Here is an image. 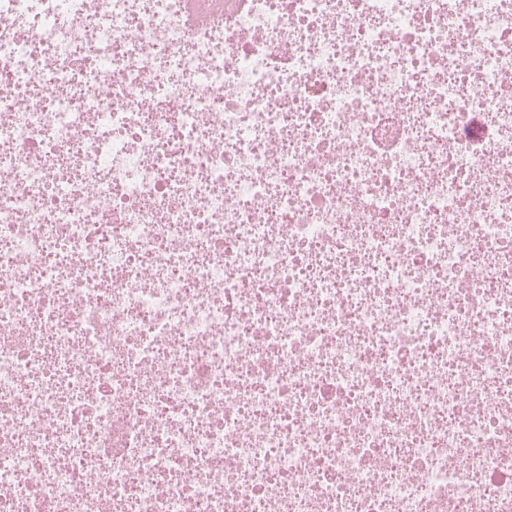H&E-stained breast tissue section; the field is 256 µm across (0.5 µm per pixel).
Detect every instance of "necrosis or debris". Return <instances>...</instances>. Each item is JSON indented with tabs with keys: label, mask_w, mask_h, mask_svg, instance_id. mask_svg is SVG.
Here are the masks:
<instances>
[{
	"label": "necrosis or debris",
	"mask_w": 512,
	"mask_h": 512,
	"mask_svg": "<svg viewBox=\"0 0 512 512\" xmlns=\"http://www.w3.org/2000/svg\"><path fill=\"white\" fill-rule=\"evenodd\" d=\"M0 512H512V0H0Z\"/></svg>",
	"instance_id": "1"
}]
</instances>
